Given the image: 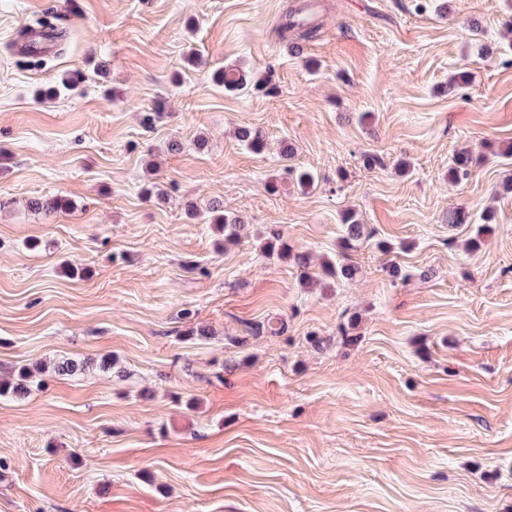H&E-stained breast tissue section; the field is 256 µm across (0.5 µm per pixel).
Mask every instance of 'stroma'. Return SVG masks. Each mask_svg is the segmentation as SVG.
<instances>
[{
    "label": "stroma",
    "mask_w": 512,
    "mask_h": 512,
    "mask_svg": "<svg viewBox=\"0 0 512 512\" xmlns=\"http://www.w3.org/2000/svg\"><path fill=\"white\" fill-rule=\"evenodd\" d=\"M302 3L0 0V378L46 367L0 398V512H512V0H315L296 52ZM36 19L66 42L17 55ZM227 65L269 84L226 91ZM285 143L308 191L267 188ZM350 213L355 280L262 250L319 271ZM302 9H289L278 27L276 28V32L278 36L282 39L288 35V33H292L296 38V40H310L315 35L317 28L311 26L304 17H302ZM224 207L216 204L211 208V224H216L217 228L224 229V236L227 241L238 239L240 231L243 228V220L234 215L224 213Z\"/></svg>",
    "instance_id": "obj_1"
}]
</instances>
